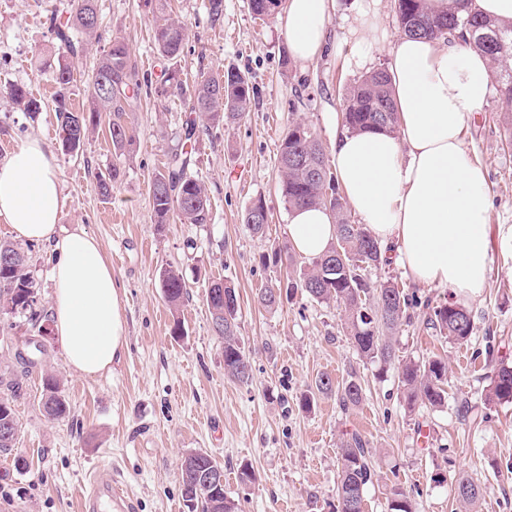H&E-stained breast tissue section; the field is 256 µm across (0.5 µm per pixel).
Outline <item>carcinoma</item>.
<instances>
[{
	"label": "carcinoma",
	"instance_id": "cac0c4a2",
	"mask_svg": "<svg viewBox=\"0 0 512 512\" xmlns=\"http://www.w3.org/2000/svg\"><path fill=\"white\" fill-rule=\"evenodd\" d=\"M469 0H452L445 12L431 10L427 0H395L396 12L403 32L429 38L464 37L474 50L489 58L492 77L499 84L502 111L512 118V27L500 26L494 19L478 12L465 11ZM99 27L95 0H77L74 13L67 20H58L53 33L59 42L56 63L58 84L55 116L58 136L65 153L81 148L90 133L100 124L102 113L112 115L109 134L113 149L120 153L129 150L133 135L122 117L141 101V85L135 80V66L131 61L128 43L120 36L113 37L103 48L90 78L91 106L75 112L70 108L72 70L70 57L78 46L71 36L77 30L92 39ZM154 39L161 56L168 62L164 78L155 86L154 93L166 96L189 94L192 110L198 118L186 122L184 141L171 152L167 170L157 173L151 183L152 211L155 223H167L175 214L184 224H205L209 218V203L204 186L187 173L192 148L197 140L201 120L205 127L228 125L240 120L249 110L253 88L241 73L230 69L221 79L204 78L192 88L183 85L178 69V58L188 39V27L171 17L156 20ZM9 95L20 109L36 113L40 100L32 97L21 86L10 88ZM343 128L351 132L382 130L397 133L399 115L391 93V77L384 69L364 75L347 93L341 112ZM279 176L282 196L289 207L314 205L329 209L337 219L336 244L292 275L296 258L287 249L273 253V262L285 268V277L260 291L257 302L266 308L282 303L300 291L318 302L336 303L344 307V324L361 358L381 367L398 363L399 382L410 409L425 406L443 407L448 399V364L442 359L418 361L399 358L396 354L394 333L398 330L409 306V297L389 281H373L367 269L381 263L380 249L367 228L351 224L346 216L343 198L338 192L336 177L330 171L324 149L315 131L306 123L296 121L289 125L280 145ZM120 180V169L112 167L106 175H98L97 190L109 197ZM243 222L256 235H263L268 215L262 201L252 204L243 216ZM341 248L347 254L346 266L333 267L330 256ZM159 287L174 315L172 334L182 331L177 312L189 297L182 274L172 268H163L158 274ZM224 289L228 302L214 304L224 310V326L218 333L224 339V374L232 381L246 383L250 379L251 364L238 332V298L235 288L215 280L208 289ZM285 294H280V290ZM34 284L27 270V261L21 250L10 242H0V302L12 312L29 314L31 321L41 320L40 311L30 296ZM429 324L448 340L463 345L472 335L473 325L467 310L457 303H443L433 310ZM317 393L338 396L345 409H355L363 401L362 385L350 379L336 387L328 375L315 383ZM44 412L51 419L65 417L70 412L69 402L60 390L56 378L45 380ZM486 399L490 402L512 401V364L503 360L494 367ZM212 463L210 454L194 450L186 454L181 465V496L184 512H237V503L226 489L217 493L197 482L195 463ZM339 471L336 482L338 512H361L366 489L373 483L375 470L366 442L358 434L344 439L340 446ZM458 498L463 512H477L480 498L477 485L468 479L458 482ZM390 512H414L409 496L399 488L390 490Z\"/></svg>",
	"mask_w": 512,
	"mask_h": 512
}]
</instances>
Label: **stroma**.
Returning a JSON list of instances; mask_svg holds the SVG:
<instances>
[{
	"instance_id": "stroma-1",
	"label": "stroma",
	"mask_w": 512,
	"mask_h": 512,
	"mask_svg": "<svg viewBox=\"0 0 512 512\" xmlns=\"http://www.w3.org/2000/svg\"><path fill=\"white\" fill-rule=\"evenodd\" d=\"M188 26L178 66L186 84L201 77L244 74L255 88L252 106L235 124L200 131L189 172L205 187L210 219L184 224L171 218L156 227L151 182L165 170L191 118L188 96L157 97L152 89L165 62L153 39L155 15L144 0H97L99 39L84 42L72 59V103L89 106L87 82L113 36L131 48L140 106L126 113L134 135L115 154L107 124L91 133L79 153H64L54 112L59 44L50 16L64 18L74 0H0V163L28 136L52 150L66 197L61 222L97 237L112 262L127 321V348L111 370L86 377L67 364L54 335L43 336L24 314L0 310V398L13 400L18 426L14 450L0 451V512H80L79 492L99 469H111L126 491L131 512H183L180 467L184 455L203 450L224 467V483L238 512H333L339 448L356 433L371 452L376 477L365 494L367 512H389L387 494L403 488L415 512H460L457 482L480 488L478 512H512V403H490L486 393L494 361L512 362V144L505 140L498 92H491L463 132L469 152L487 172L491 264L482 295L466 300L473 333L458 345L428 328L434 307L450 290L421 285L392 260L372 269L411 299L397 332L401 357L448 362V403L408 409L397 366L380 370L363 360L336 304L304 296L275 308L258 304L262 288L282 270L262 254L288 246V214L279 184L278 154L291 122L301 120L331 148L340 133L348 89L370 69L388 66L390 42L402 34L394 0H380L388 33L367 67L356 66L352 42L354 0H330L327 46L309 63L287 58V36L277 16L257 18L248 0H224L212 22L208 0H163ZM42 87V111L29 116L9 89ZM119 167L122 177L102 198L95 176ZM262 201L268 212L263 236L243 222L246 208ZM35 284L36 307L47 311L53 292L51 248L22 246ZM184 275L190 298L172 316L158 283L160 269ZM231 283L238 294L239 334L251 364L240 384L224 373V343L212 328L205 290L210 281ZM181 322L183 334L171 328ZM335 383L353 378L364 399L343 409L337 396L319 397L310 409L302 395L321 375ZM55 376L70 404L68 416L48 419L44 382ZM429 431L421 443V431ZM25 467H16L15 457ZM256 481L238 486L242 464Z\"/></svg>"
}]
</instances>
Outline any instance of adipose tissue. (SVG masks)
Instances as JSON below:
<instances>
[{"instance_id":"1","label":"adipose tissue","mask_w":512,"mask_h":512,"mask_svg":"<svg viewBox=\"0 0 512 512\" xmlns=\"http://www.w3.org/2000/svg\"><path fill=\"white\" fill-rule=\"evenodd\" d=\"M328 10L329 0H285L279 22L297 61L320 53ZM378 27L367 0H357L349 28L355 63L371 57ZM389 70L399 135L342 132L334 174L381 251L395 254L414 282L477 298L491 262L487 183L461 134L490 93V63L468 46L404 34L390 50ZM64 206L48 144L28 138L0 164V222L16 240L52 248L53 331L68 365L93 376L111 369L126 346L125 311L101 243L81 226L64 228ZM336 233L326 209L296 207L289 215L291 248L303 257L324 253Z\"/></svg>"}]
</instances>
